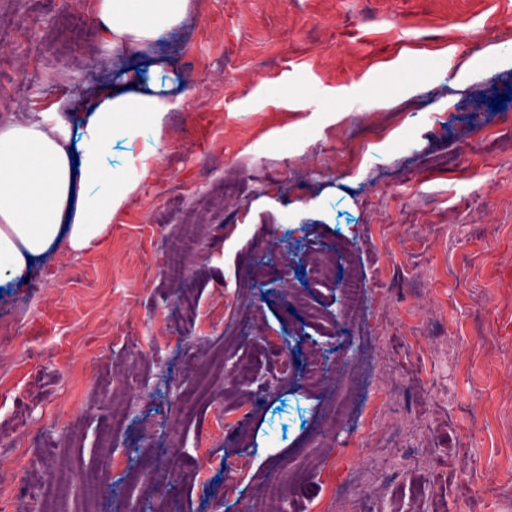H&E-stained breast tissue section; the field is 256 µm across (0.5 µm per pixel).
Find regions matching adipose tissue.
Returning a JSON list of instances; mask_svg holds the SVG:
<instances>
[{"label":"adipose tissue","instance_id":"obj_1","mask_svg":"<svg viewBox=\"0 0 512 512\" xmlns=\"http://www.w3.org/2000/svg\"><path fill=\"white\" fill-rule=\"evenodd\" d=\"M194 9L195 0H94L113 64L141 58L146 71H123L88 108L0 123V286H24L32 261L59 246H96L153 175L168 116L191 91L153 49Z\"/></svg>","mask_w":512,"mask_h":512}]
</instances>
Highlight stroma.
Segmentation results:
<instances>
[{
  "label": "stroma",
  "mask_w": 512,
  "mask_h": 512,
  "mask_svg": "<svg viewBox=\"0 0 512 512\" xmlns=\"http://www.w3.org/2000/svg\"><path fill=\"white\" fill-rule=\"evenodd\" d=\"M91 4L0 0V69L40 73L0 121L116 79ZM157 55L195 92L155 176L0 290V512H245L299 465L275 512H512V0H197Z\"/></svg>",
  "instance_id": "35a3bbf8"
}]
</instances>
